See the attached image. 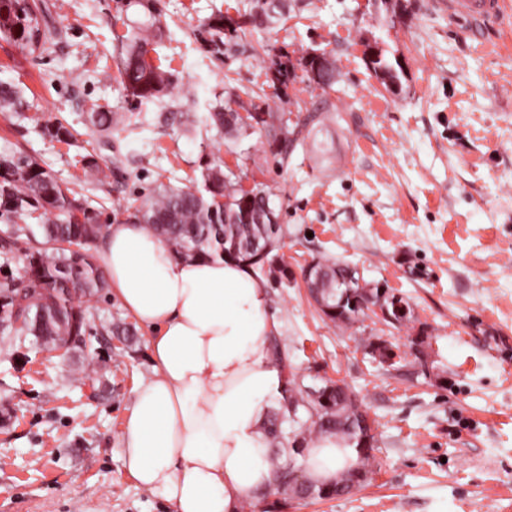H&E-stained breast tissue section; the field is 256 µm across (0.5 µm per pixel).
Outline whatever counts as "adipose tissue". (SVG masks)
Masks as SVG:
<instances>
[{"mask_svg": "<svg viewBox=\"0 0 512 512\" xmlns=\"http://www.w3.org/2000/svg\"><path fill=\"white\" fill-rule=\"evenodd\" d=\"M108 294L147 334L151 374L121 434L124 467L173 512H246L274 483L265 423L284 387L267 281L243 262L177 256L144 225H109ZM305 476L330 486L354 448L312 437Z\"/></svg>", "mask_w": 512, "mask_h": 512, "instance_id": "ef3b65f1", "label": "adipose tissue"}]
</instances>
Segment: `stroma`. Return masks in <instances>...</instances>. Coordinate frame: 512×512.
Here are the masks:
<instances>
[{
    "instance_id": "1",
    "label": "stroma",
    "mask_w": 512,
    "mask_h": 512,
    "mask_svg": "<svg viewBox=\"0 0 512 512\" xmlns=\"http://www.w3.org/2000/svg\"><path fill=\"white\" fill-rule=\"evenodd\" d=\"M57 30L26 56L0 41V79L23 83L25 118L0 112V153L36 157L95 200L109 222L159 185L237 166L275 194L287 278L272 275L269 307L298 379L350 388L375 421L372 479L287 512H512V11L476 40L441 0H402L385 28L365 0H296L286 21L214 56L198 40L213 13L239 0H158L172 32L158 49L171 85L143 105L116 81L115 37L144 21L118 0H43ZM377 35L403 61V90L387 91L364 62ZM330 54L336 84L293 85L308 112L305 139L281 161L265 135L237 147L209 110L227 86L261 91L276 53ZM125 118L111 141L92 133L96 106ZM66 120L73 145L45 124ZM107 159L86 182L83 156ZM342 261L408 298L393 327L325 318L299 280L311 260ZM87 352L36 348L16 366L0 342V512H168L123 464L120 435L134 387L151 373L145 334L101 344L102 324L126 321L107 295L89 303ZM383 338L393 366L368 352Z\"/></svg>"
}]
</instances>
